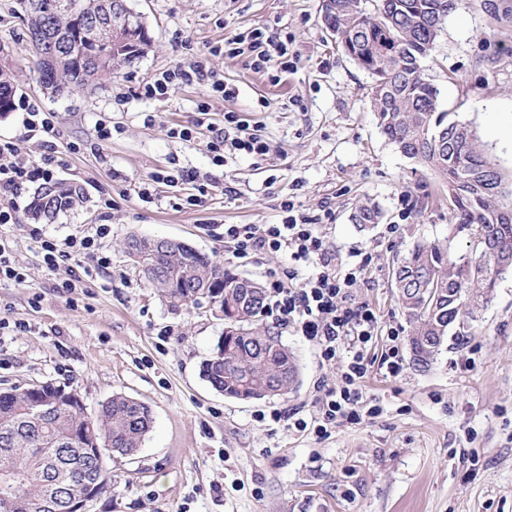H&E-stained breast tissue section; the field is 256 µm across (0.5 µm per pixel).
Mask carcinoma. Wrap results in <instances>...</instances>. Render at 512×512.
<instances>
[{"mask_svg": "<svg viewBox=\"0 0 512 512\" xmlns=\"http://www.w3.org/2000/svg\"><path fill=\"white\" fill-rule=\"evenodd\" d=\"M18 0L26 25L25 51L41 85L52 93L82 91L98 76L131 63L151 46L146 27L110 47L78 38L56 15ZM75 13L95 19L104 0H70ZM327 0L322 20L345 54L373 79L374 108L381 132L409 160L450 187L451 218L467 232L471 250L457 256L447 246L418 242L397 259L394 286L412 325L411 363L423 369L440 354L449 333L471 328L475 309L488 302L490 286L504 272L483 251L494 242L512 252V191L504 175L479 147L472 125L439 111V90L424 76L422 62L436 47L455 0ZM15 87L0 69V115L14 108ZM83 189L52 183L38 188L31 212L53 222L59 213L83 202ZM374 206L352 216L360 228L378 222ZM126 254L145 280L159 288L172 307L195 304L197 287L224 310V334L200 372L210 386L244 399L265 381L281 377L280 394L296 383L293 353L263 325L265 288L258 302L240 305L244 276L234 273L189 244L167 248L161 240L131 234ZM42 393L55 399L44 408L30 395L0 392V474L15 476L10 498L0 497V512H66L65 502L81 496L85 484L112 485L111 456L142 446L153 424L151 409L123 395L112 396L95 413L76 389L48 382Z\"/></svg>", "mask_w": 512, "mask_h": 512, "instance_id": "carcinoma-1", "label": "carcinoma"}]
</instances>
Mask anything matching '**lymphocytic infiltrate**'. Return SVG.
<instances>
[{"label": "lymphocytic infiltrate", "mask_w": 512, "mask_h": 512, "mask_svg": "<svg viewBox=\"0 0 512 512\" xmlns=\"http://www.w3.org/2000/svg\"><path fill=\"white\" fill-rule=\"evenodd\" d=\"M221 52L245 59L257 73L282 72L294 67L287 42L274 40L259 28L225 39ZM192 82L203 85L209 97L229 100L237 94L235 86L225 82L222 74L194 57L156 74L143 91L147 98L163 100L177 84ZM209 120L207 100L199 102L190 124L170 129L169 136L189 143L195 140L201 127H209L208 150L217 166L239 154L262 157L275 149L261 129L252 127L240 113H225L220 128L210 126ZM16 151L14 141L0 139V224L19 223L25 184L45 185L53 180V156H44L37 162H20L15 158ZM280 208L284 214L281 223L228 224L224 227V240L238 257L286 254L287 265L270 273L272 313L280 325L296 327L313 340L323 360L345 361L336 384L322 385L317 413L311 419L294 422L298 431L323 439L339 424H353L379 414V406H363L362 383L375 368L391 376L401 371L400 333L395 328L382 331L376 311L354 293L355 286L366 279L371 256L365 254L357 263L343 265L335 249L317 234L319 217L300 213L289 198L281 202ZM108 232V225L101 224L91 235L46 241L43 261L47 269L56 270L60 262L72 258L84 259L91 266H106L108 259L100 253L98 240ZM384 333L390 337V347L380 358L370 357V347Z\"/></svg>", "instance_id": "obj_1"}]
</instances>
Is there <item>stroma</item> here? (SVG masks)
<instances>
[{
	"mask_svg": "<svg viewBox=\"0 0 512 512\" xmlns=\"http://www.w3.org/2000/svg\"><path fill=\"white\" fill-rule=\"evenodd\" d=\"M147 19L150 50L133 66L91 89L54 95L25 59L17 0H0V68L16 98L34 97L53 113L51 147L23 138L21 109L0 115V139H16L19 157L52 154L55 178L81 185L86 201L31 234L28 212L0 227L27 280L0 283V389L68 382L89 412L122 393L147 404L152 429L138 453L112 462L115 486L90 512H512V273L500 276L490 303L468 335L448 337L427 370L404 362L398 375L372 371L363 398L380 414L341 426L325 439L297 431L323 384L342 365L321 359L301 332L266 322L295 355L299 376L284 396L237 400L216 392L200 373L224 331L208 300L170 307L148 286L123 249L130 234L182 240L242 275L268 283L285 254L236 258L224 241L228 224L281 222L282 200L315 216L331 209L318 234L349 263L373 260L358 298L382 328L410 325L394 288L396 256L416 242L469 250L448 219V189L404 157L381 133L370 109L372 77L337 47L321 19L322 0H131ZM287 38L294 69L278 81L240 57L210 47L253 29ZM200 56L238 90L208 97L181 84L168 99L142 96L146 81L179 60ZM441 111L472 121L479 144L512 184V0H457L425 61ZM223 126L228 111L280 145L264 160L236 156L215 166L208 132L191 144L169 130L192 120L201 100ZM122 126L99 140L98 123ZM192 168L212 175L204 206L188 205L191 185H156L152 201L137 187L154 174ZM377 206L379 224L360 229L356 208ZM111 227L101 251L108 268L91 270L82 288L57 289L67 266L49 271L43 244ZM395 225L388 233L387 225ZM282 413L273 421L272 410Z\"/></svg>",
	"mask_w": 512,
	"mask_h": 512,
	"instance_id": "1",
	"label": "stroma"
}]
</instances>
